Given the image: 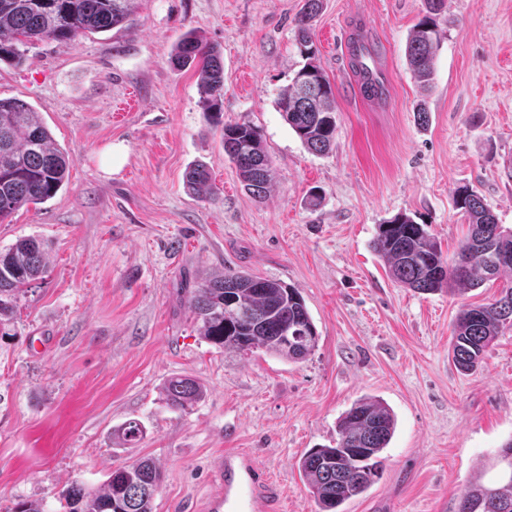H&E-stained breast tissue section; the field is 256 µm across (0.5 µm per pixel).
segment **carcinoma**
Here are the masks:
<instances>
[{
	"label": "carcinoma",
	"instance_id": "obj_1",
	"mask_svg": "<svg viewBox=\"0 0 512 512\" xmlns=\"http://www.w3.org/2000/svg\"><path fill=\"white\" fill-rule=\"evenodd\" d=\"M425 11L410 32L406 57L419 87L432 86L435 58L441 42L438 15L445 0H424ZM322 0H305L295 18L296 40L304 64L283 89L277 107L288 126L308 150L324 153L336 135V96L317 63L313 21ZM135 0H0V62H20L24 47L39 41L70 42L87 33H103L127 23ZM178 68L198 72L200 104L220 131L224 153L237 169L244 190L255 199L266 197L273 161L261 130L249 121L223 120L224 62L217 48L193 30L176 45L171 57ZM69 162L37 112L19 98H0V222L23 206L43 204L68 181ZM187 189L216 200L212 172L205 163L185 173ZM454 204L466 216L469 232L457 255L469 253L466 267L457 271L455 258L422 224L400 213L378 226L374 251L383 258L390 277L405 288L464 294L512 271V261L498 266L491 258L512 254V230L498 224L495 215L472 188L455 190ZM46 267L42 244L22 238L0 250V334L10 335L19 296ZM189 309L199 336L224 352L264 349L290 362L309 356L318 332L298 289L275 279L238 270L200 283L190 291ZM506 329H512V287L481 305H465L452 332V361L458 370L475 371L486 348ZM166 403L186 411L206 395L203 384L189 376L163 383ZM395 417L382 402L366 397L339 419L336 445L312 448L298 469L321 512H338L346 501L365 492L383 471L381 452L395 431ZM115 435L124 445L145 437L143 425L133 419ZM163 483L161 467L140 458L109 472L94 487L73 481L64 492L66 512H154V499ZM457 512H512V475L484 480L480 474L460 495Z\"/></svg>",
	"mask_w": 512,
	"mask_h": 512
}]
</instances>
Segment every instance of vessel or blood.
I'll return each mask as SVG.
<instances>
[{"mask_svg": "<svg viewBox=\"0 0 512 512\" xmlns=\"http://www.w3.org/2000/svg\"><path fill=\"white\" fill-rule=\"evenodd\" d=\"M217 490L203 512H279L280 492L247 456L228 452L215 467Z\"/></svg>", "mask_w": 512, "mask_h": 512, "instance_id": "1", "label": "vessel or blood"}]
</instances>
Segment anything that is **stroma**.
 I'll use <instances>...</instances> for the list:
<instances>
[{"label": "stroma", "instance_id": "stroma-1", "mask_svg": "<svg viewBox=\"0 0 512 512\" xmlns=\"http://www.w3.org/2000/svg\"><path fill=\"white\" fill-rule=\"evenodd\" d=\"M303 4L137 0L123 28L40 42L20 63H0V98L28 102L70 159L55 197L0 224V249L36 237L48 262L0 337V512L21 499L59 512L71 481L99 484L138 457L164 474L156 512H202L228 450L253 455L284 512H319L297 462L334 445L342 413L367 396L389 406L396 427L381 478L341 512H456L512 440V329L473 373L450 356L461 307L512 279L462 295L414 291L372 248L379 224L403 212L453 255L468 232L453 204L462 185L512 228V0H446L426 95L406 61L423 0H323L315 45L336 94L324 155L302 145L276 105L303 64L294 30ZM191 29L223 54L225 121L262 130L275 171L264 199L225 156L195 72L171 62ZM357 34L386 63L383 104L348 70L345 45ZM112 146L123 158L109 170ZM198 162L210 166L217 200L187 192ZM227 268L298 288L319 333L306 360L227 354L199 337L182 286ZM174 375L207 389L184 413L161 399ZM131 419L146 436L129 448L112 432Z\"/></svg>", "mask_w": 512, "mask_h": 512}]
</instances>
